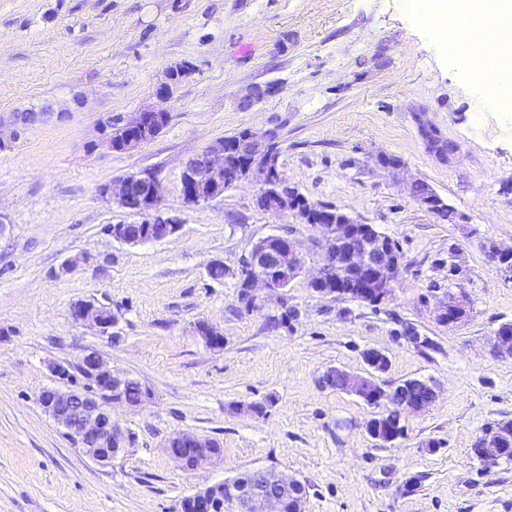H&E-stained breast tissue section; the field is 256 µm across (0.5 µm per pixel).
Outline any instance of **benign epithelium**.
Wrapping results in <instances>:
<instances>
[{
	"instance_id": "obj_1",
	"label": "benign epithelium",
	"mask_w": 512,
	"mask_h": 512,
	"mask_svg": "<svg viewBox=\"0 0 512 512\" xmlns=\"http://www.w3.org/2000/svg\"><path fill=\"white\" fill-rule=\"evenodd\" d=\"M191 71L187 64L169 68L165 80L156 89V97L170 98L177 87L174 77L185 78ZM47 109L29 108L13 113L5 121L0 118V144L17 138L19 129L35 122ZM169 112L155 106H145L122 120L123 135L112 137V116L99 122V145L114 152H127L157 136L167 125ZM419 129L428 149L443 161L458 152V145L448 143L439 136L423 118H418ZM275 135H259L248 129L237 140L239 151L249 158L243 179L259 185L255 195L256 207L274 216L291 213L298 223L308 224L319 230L321 237L316 247L321 252L320 265L309 281V287L320 291L323 283L334 282L332 293L338 298L360 302L384 303L393 299L395 288L405 270V258L396 242L377 230L373 224H362L349 214L335 207H325L305 197L290 185L277 167V158L270 150ZM226 139L220 138L202 153L190 158L180 176L181 190L186 203H207L224 194V163L228 152ZM162 191L158 175L151 169L132 172L118 181L101 186L100 196L109 203H116L128 214L141 218L146 228L130 233L124 222L110 226L113 240L128 246L163 241L174 236L180 227L178 217L162 213L157 204ZM491 261L512 270V247L491 245L487 250ZM305 261L298 242L289 234H275L252 242L242 259V269L250 275V291L263 288L278 293L298 276ZM468 298L464 294H450L439 306L438 320L453 325L466 315ZM77 321H92L102 330L112 326V314L93 301H79L72 308ZM494 349L500 354L512 355V323L498 328ZM365 373L352 374L340 368L328 369L322 383L341 386L366 403L378 407L386 405V414L402 419L403 414L429 406L436 397L434 386L425 379L404 380L388 388L380 386L376 375L390 367L387 354L375 348L362 353ZM75 369L85 380L82 388L59 390L46 389L38 396L44 411L60 427L76 438L83 453L100 464H109L129 442L112 421L106 409L108 404L131 407L144 405L151 396L143 387L138 399L127 395L128 379L112 373L97 352L83 355L76 366L56 364L53 372L61 377ZM369 437L380 445L395 441L393 431L384 423L366 424ZM169 454L193 469L204 460L218 458L222 449L210 448L209 439L195 434L177 433L167 442ZM474 455L487 464H495L506 457L502 448V435L490 432L482 437ZM305 488L295 480H284L269 470H263L252 480L241 477L216 485L201 487L190 495L195 512H218L224 499L238 503L240 512H283L284 502L294 499L302 504Z\"/></svg>"
}]
</instances>
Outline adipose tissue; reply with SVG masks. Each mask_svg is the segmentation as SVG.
I'll use <instances>...</instances> for the list:
<instances>
[{
	"label": "adipose tissue",
	"mask_w": 512,
	"mask_h": 512,
	"mask_svg": "<svg viewBox=\"0 0 512 512\" xmlns=\"http://www.w3.org/2000/svg\"><path fill=\"white\" fill-rule=\"evenodd\" d=\"M411 11L421 14L439 34H446L460 20L497 17L500 25L490 39L494 54H487L476 42L461 36L451 39L449 48L471 77H479L493 66L502 96L512 98V0H406Z\"/></svg>",
	"instance_id": "1"
}]
</instances>
